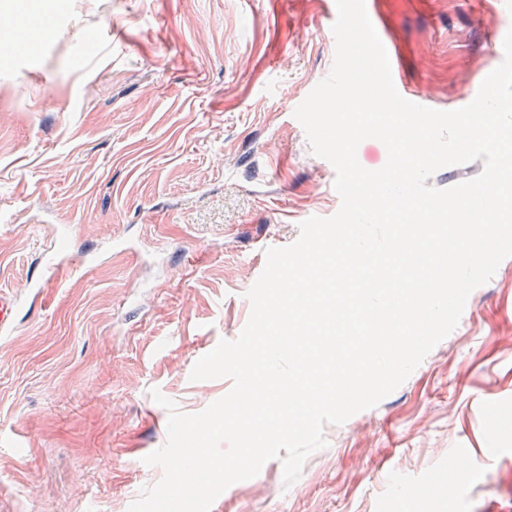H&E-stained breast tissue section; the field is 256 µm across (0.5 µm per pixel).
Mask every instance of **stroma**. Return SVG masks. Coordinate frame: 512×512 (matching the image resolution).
Here are the masks:
<instances>
[{
	"mask_svg": "<svg viewBox=\"0 0 512 512\" xmlns=\"http://www.w3.org/2000/svg\"><path fill=\"white\" fill-rule=\"evenodd\" d=\"M0 512H128L169 412L232 388L194 364L248 322L265 251L341 206L296 107L333 66L323 0H4ZM426 107L471 103L502 62L501 0H365ZM85 270L26 288L57 228ZM512 257L376 407L324 428L210 512H512ZM20 299L14 291L0 290V332L7 333L13 329Z\"/></svg>",
	"mask_w": 512,
	"mask_h": 512,
	"instance_id": "35a3bbf8",
	"label": "stroma"
}]
</instances>
